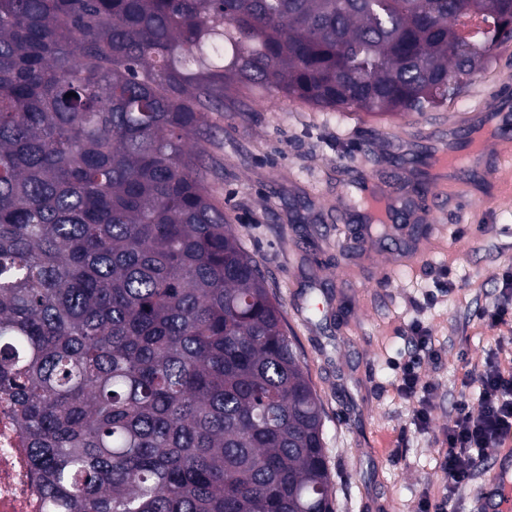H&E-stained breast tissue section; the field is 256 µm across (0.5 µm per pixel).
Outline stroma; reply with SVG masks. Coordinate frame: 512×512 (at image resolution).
<instances>
[{"mask_svg": "<svg viewBox=\"0 0 512 512\" xmlns=\"http://www.w3.org/2000/svg\"><path fill=\"white\" fill-rule=\"evenodd\" d=\"M246 111L214 113L208 182L282 305L324 409V448L335 512H413L422 492L448 484L437 459L460 394L476 397L468 366L483 365L508 327L479 315L500 297L512 268V44L447 107L370 115L317 108L280 94H244ZM504 128L484 137L480 167L441 178L435 152L463 145L481 114ZM393 190L430 181L411 216L416 236L364 239L360 173ZM456 289L430 301L444 278ZM420 322L441 350L422 366L437 390L428 431L411 423L397 391L409 326Z\"/></svg>", "mask_w": 512, "mask_h": 512, "instance_id": "obj_1", "label": "stroma"}]
</instances>
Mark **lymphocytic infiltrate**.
Here are the masks:
<instances>
[{
    "label": "lymphocytic infiltrate",
    "mask_w": 512,
    "mask_h": 512,
    "mask_svg": "<svg viewBox=\"0 0 512 512\" xmlns=\"http://www.w3.org/2000/svg\"><path fill=\"white\" fill-rule=\"evenodd\" d=\"M410 333L413 351L401 367L399 390L413 402L414 425L425 431L430 423L433 387L421 381L420 368L424 361H438L440 354L423 326L412 324ZM471 377L479 383L477 401L460 397L442 433L439 467L448 478V491L438 498L421 495L415 512H448L454 496L480 469L487 450L501 447L506 437H512V359L486 363Z\"/></svg>",
    "instance_id": "obj_1"
}]
</instances>
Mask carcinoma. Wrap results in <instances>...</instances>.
Returning <instances> with one entry per match:
<instances>
[{"mask_svg": "<svg viewBox=\"0 0 512 512\" xmlns=\"http://www.w3.org/2000/svg\"><path fill=\"white\" fill-rule=\"evenodd\" d=\"M509 41L512 0H0V398L46 512H334L211 115L440 109Z\"/></svg>", "mask_w": 512, "mask_h": 512, "instance_id": "cac0c4a2", "label": "carcinoma"}]
</instances>
